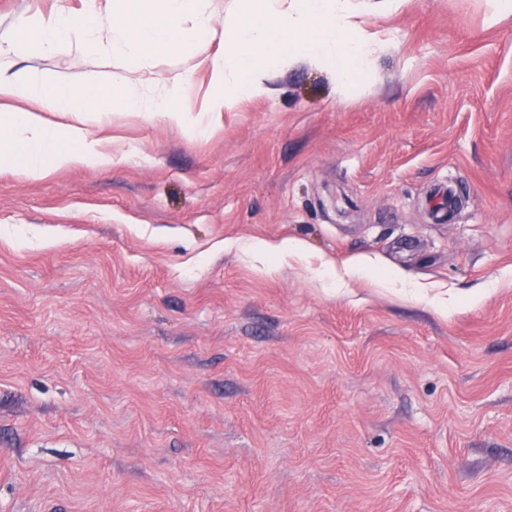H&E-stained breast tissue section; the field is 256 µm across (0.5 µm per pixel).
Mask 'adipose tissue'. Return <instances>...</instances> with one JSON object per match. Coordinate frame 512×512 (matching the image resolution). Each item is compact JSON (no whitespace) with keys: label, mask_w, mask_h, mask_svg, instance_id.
<instances>
[{"label":"adipose tissue","mask_w":512,"mask_h":512,"mask_svg":"<svg viewBox=\"0 0 512 512\" xmlns=\"http://www.w3.org/2000/svg\"><path fill=\"white\" fill-rule=\"evenodd\" d=\"M121 15L110 24L113 56L134 59L146 53L180 54L208 38L203 0H123ZM340 0H238L235 14L226 21L224 52L209 60L216 92L203 112L213 114L233 107L240 99L263 92L262 76L268 69L296 62L300 53L333 65L342 83H350L353 65L367 61L371 38L352 17L340 9ZM194 15L193 28L181 19ZM102 17L97 0H86L80 19L66 7L35 21L7 46H0V70L10 55L57 53L70 37H78L86 51L97 52V32ZM26 101L23 109L14 100ZM126 110L163 117L185 125L190 117L177 90L150 101L128 92L123 82L95 78L75 81L48 72L35 75L0 73V160L14 158L16 169L30 179L44 176L47 167L108 165L112 154L81 119L87 112L108 111L112 103ZM75 114L76 122L52 124L43 111Z\"/></svg>","instance_id":"adipose-tissue-1"}]
</instances>
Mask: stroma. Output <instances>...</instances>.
I'll list each match as a JSON object with an SVG mask.
<instances>
[{"label": "stroma", "mask_w": 512, "mask_h": 512, "mask_svg": "<svg viewBox=\"0 0 512 512\" xmlns=\"http://www.w3.org/2000/svg\"><path fill=\"white\" fill-rule=\"evenodd\" d=\"M0 0V42L66 4ZM71 41L15 69L155 95ZM512 0H344L348 86L302 57L206 132L88 117L108 168L0 164V512H512ZM297 239L264 272L252 242ZM368 266L336 278L345 263Z\"/></svg>", "instance_id": "1"}]
</instances>
